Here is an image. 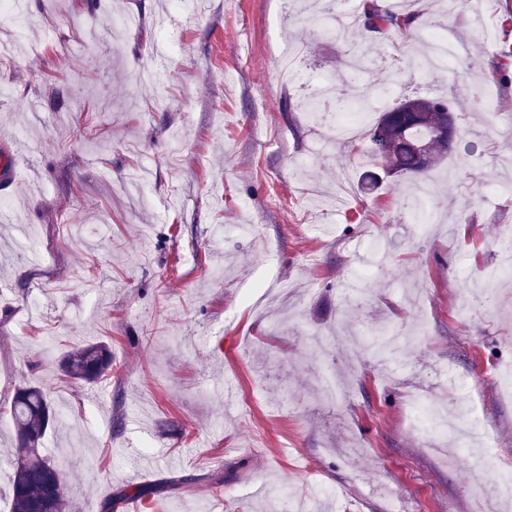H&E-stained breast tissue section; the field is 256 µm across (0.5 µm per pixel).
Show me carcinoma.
<instances>
[{"mask_svg": "<svg viewBox=\"0 0 512 512\" xmlns=\"http://www.w3.org/2000/svg\"><path fill=\"white\" fill-rule=\"evenodd\" d=\"M402 15L382 9L373 0H363L360 15L364 29H377L376 21L392 23ZM412 20V15L402 16ZM425 115L417 119L383 112L369 128L397 130L386 151L369 142V149L389 174L417 177L436 166L450 151L451 144L436 133V126L454 122L448 101L441 96L423 98ZM62 371L72 379L93 384L112 371V352L103 343L79 346L61 360ZM14 424V458L9 486L10 512H65L67 507L63 474L39 450L47 431L57 423L45 392L38 386L15 390L9 406ZM191 482L181 478L175 484L147 485L134 491L142 500L158 497Z\"/></svg>", "mask_w": 512, "mask_h": 512, "instance_id": "cac0c4a2", "label": "carcinoma"}]
</instances>
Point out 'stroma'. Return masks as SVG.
I'll use <instances>...</instances> for the list:
<instances>
[{
	"label": "stroma",
	"mask_w": 512,
	"mask_h": 512,
	"mask_svg": "<svg viewBox=\"0 0 512 512\" xmlns=\"http://www.w3.org/2000/svg\"><path fill=\"white\" fill-rule=\"evenodd\" d=\"M0 61V161L18 189L0 196V512H9L15 388L40 385L58 418L41 453L66 479L67 512H480L474 469L512 464V282L502 314L470 311L473 282L512 229V123L463 90L390 69L417 57L419 18L328 36L280 0H20ZM131 14L130 28L108 26ZM448 36L462 80L512 114V0H467ZM295 53L296 78L279 74ZM408 94H447L457 134L438 179V211L419 224L410 181L384 177L366 141L309 159L321 130L300 106L316 74ZM491 111V112H492ZM21 224L37 258L19 254ZM410 336L389 358L377 326ZM112 348L111 377H65L84 342ZM336 366V403L316 392ZM467 403L489 429L479 450L435 435L423 401ZM193 476L145 501V484Z\"/></svg>",
	"instance_id": "stroma-1"
}]
</instances>
